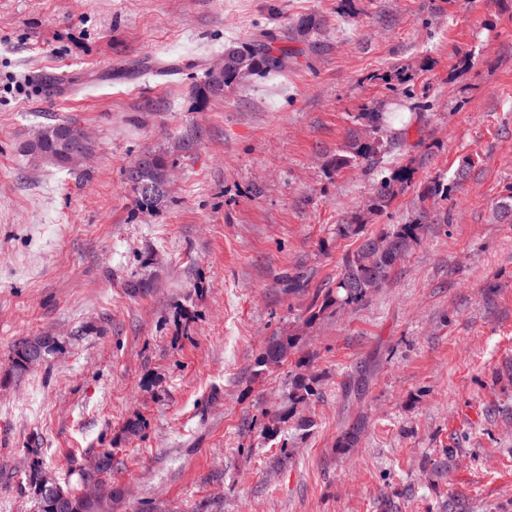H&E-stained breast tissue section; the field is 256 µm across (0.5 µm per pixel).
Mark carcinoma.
I'll use <instances>...</instances> for the list:
<instances>
[{"label":"carcinoma","instance_id":"obj_1","mask_svg":"<svg viewBox=\"0 0 512 512\" xmlns=\"http://www.w3.org/2000/svg\"><path fill=\"white\" fill-rule=\"evenodd\" d=\"M273 37L260 35L246 46L229 45L224 48V68L220 72L208 70L202 94L209 98L224 94V87L239 78L256 74H279L287 70L291 54L285 48L271 46ZM360 125L369 132V137H356L345 155L334 161L340 169L352 163L370 162L383 151L384 136L387 135L386 116L383 112H360L356 116ZM43 137L25 145L28 154L38 153L45 161L58 168L67 164L61 161L63 150L81 137L80 129L68 122H56L42 127ZM472 167L471 158L466 157L455 173V180L448 186L437 184L425 191V196L448 198L458 181L466 177ZM395 178L383 180L376 188L374 211L383 210L394 195ZM168 184V163L161 153H154L150 160L139 162L138 179L133 184L140 208H154L165 197ZM421 224H394L377 233L364 231L362 224H341L338 234L359 239L354 253L343 263L336 277V288L324 294L319 311L329 307L344 310L359 307L389 279L392 271L419 240ZM299 337L274 336L266 344L258 363L262 367H276L297 350ZM52 350V341L43 339L34 342L22 341L14 347L13 375L26 373V364L33 357H43ZM317 380L304 373H295L288 387L286 401L277 413L278 419H292L300 406L308 404L317 395ZM27 485L36 498L37 512H112V502L120 495L115 490L105 499H88L81 491L63 488L46 478L39 460H34L27 475Z\"/></svg>","mask_w":512,"mask_h":512}]
</instances>
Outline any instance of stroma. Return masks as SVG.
<instances>
[{
  "label": "stroma",
  "mask_w": 512,
  "mask_h": 512,
  "mask_svg": "<svg viewBox=\"0 0 512 512\" xmlns=\"http://www.w3.org/2000/svg\"><path fill=\"white\" fill-rule=\"evenodd\" d=\"M262 32L287 70L201 98ZM366 110L414 119L336 168ZM58 119L94 143L69 169L22 152ZM155 152L167 196L143 209L127 171ZM510 194L512 0H0V512H34L33 459L78 489L106 449L112 512H512ZM357 218L425 229L367 303L312 317ZM301 358L308 427L276 418ZM471 167V158L465 157L455 173V181L453 180L450 183H448V187L446 188H444L443 184H435L434 186H430L426 189L425 196L432 197L434 199L437 197L448 199L453 190L457 188L459 181L463 180L466 177V174ZM298 336H275L266 344L258 363L261 367H276L297 350ZM53 342L51 340L43 339L34 342L22 341L14 347L13 375L21 377L26 373V364L33 357L42 358L52 350Z\"/></svg>",
  "instance_id": "stroma-1"
}]
</instances>
